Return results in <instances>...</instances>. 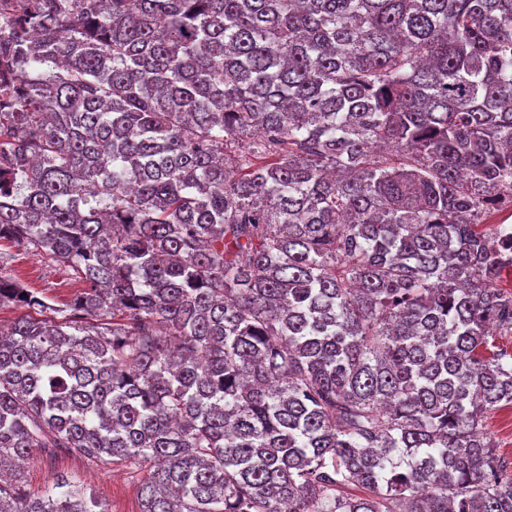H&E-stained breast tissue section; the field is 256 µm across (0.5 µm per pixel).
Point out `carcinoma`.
Segmentation results:
<instances>
[{
    "mask_svg": "<svg viewBox=\"0 0 512 512\" xmlns=\"http://www.w3.org/2000/svg\"><path fill=\"white\" fill-rule=\"evenodd\" d=\"M0 512H512V0H0ZM0 253L8 274L13 275L25 288L38 292L57 308H65L84 288L82 281L72 275V271L32 249L1 240ZM485 432L500 452L512 458V407L506 406L489 413L485 419ZM57 474L72 476L87 492L106 502L111 512H139V483L131 478L124 463L98 465L68 452L46 453L35 450L21 466L25 487L44 492Z\"/></svg>",
    "mask_w": 512,
    "mask_h": 512,
    "instance_id": "carcinoma-1",
    "label": "carcinoma"
}]
</instances>
